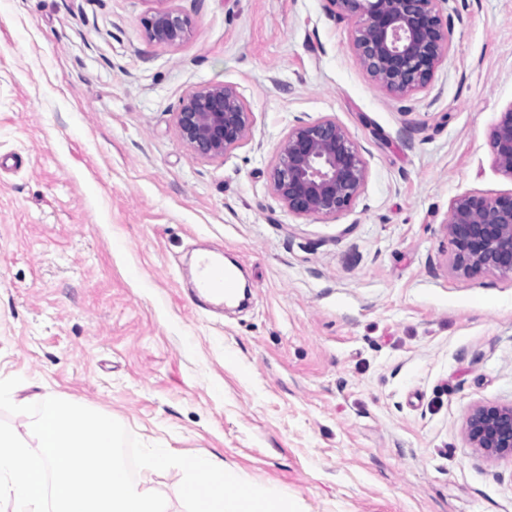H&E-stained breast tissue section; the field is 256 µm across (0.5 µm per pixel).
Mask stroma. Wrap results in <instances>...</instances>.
<instances>
[{
  "label": "stroma",
  "mask_w": 512,
  "mask_h": 512,
  "mask_svg": "<svg viewBox=\"0 0 512 512\" xmlns=\"http://www.w3.org/2000/svg\"><path fill=\"white\" fill-rule=\"evenodd\" d=\"M160 8L191 18L180 44L146 39ZM437 8L446 53L396 96L325 0H0V380L217 455L302 512H512V460L465 434L476 406L512 405V275L456 273L446 228L455 198L512 192L488 145L512 0ZM222 84L254 122L202 158L177 107ZM323 117L365 182L298 216L272 165ZM208 246L243 267L248 306L197 304Z\"/></svg>",
  "instance_id": "1"
}]
</instances>
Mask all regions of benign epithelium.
I'll use <instances>...</instances> for the list:
<instances>
[{
    "instance_id": "obj_1",
    "label": "benign epithelium",
    "mask_w": 512,
    "mask_h": 512,
    "mask_svg": "<svg viewBox=\"0 0 512 512\" xmlns=\"http://www.w3.org/2000/svg\"><path fill=\"white\" fill-rule=\"evenodd\" d=\"M334 18L356 23L354 48L360 63L385 90L406 95L427 85L448 43L437 0H325ZM149 42L174 46L191 29L173 9L144 20ZM180 136L197 156L217 159L245 144L253 115L238 90L214 85L187 92L176 112ZM495 163L512 176V105L489 132ZM366 177L363 157L336 119L323 117L292 127L271 170L275 197L298 216H334L357 197ZM448 234L454 267L467 276L512 274V193L469 194L449 207ZM472 447L512 459V406L481 405L466 422Z\"/></svg>"
}]
</instances>
